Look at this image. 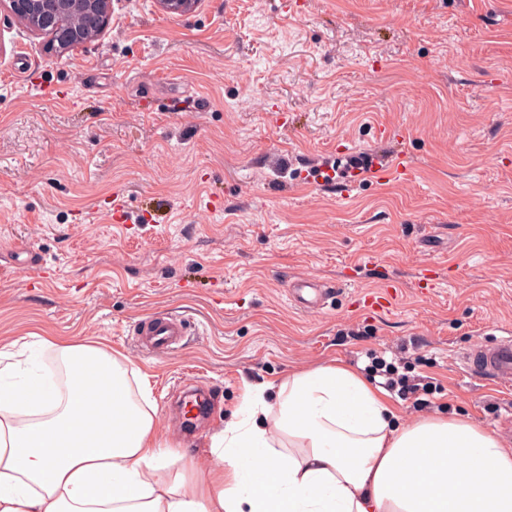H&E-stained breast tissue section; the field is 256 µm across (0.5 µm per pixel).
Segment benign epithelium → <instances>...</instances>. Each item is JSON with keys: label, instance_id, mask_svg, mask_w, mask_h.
<instances>
[{"label": "benign epithelium", "instance_id": "benign-epithelium-1", "mask_svg": "<svg viewBox=\"0 0 512 512\" xmlns=\"http://www.w3.org/2000/svg\"><path fill=\"white\" fill-rule=\"evenodd\" d=\"M160 7L173 14L194 10L198 0H156ZM109 0H9V9L18 19L49 36L47 50L60 54L84 42L67 18L77 11L96 10L108 19Z\"/></svg>", "mask_w": 512, "mask_h": 512}]
</instances>
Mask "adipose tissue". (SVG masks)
<instances>
[{
  "label": "adipose tissue",
  "mask_w": 512,
  "mask_h": 512,
  "mask_svg": "<svg viewBox=\"0 0 512 512\" xmlns=\"http://www.w3.org/2000/svg\"><path fill=\"white\" fill-rule=\"evenodd\" d=\"M25 349L58 373L17 383L0 366V512H512V448L465 416L398 423L341 362L249 387L197 484L111 349Z\"/></svg>",
  "instance_id": "1"
}]
</instances>
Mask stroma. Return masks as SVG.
Returning a JSON list of instances; mask_svg holds the SVG:
<instances>
[{
	"label": "stroma",
	"instance_id": "35a3bbf8",
	"mask_svg": "<svg viewBox=\"0 0 512 512\" xmlns=\"http://www.w3.org/2000/svg\"><path fill=\"white\" fill-rule=\"evenodd\" d=\"M47 41L0 0V351L111 347L172 455L206 459L249 385L373 354L512 448V388L457 361L512 326V0H111L99 35ZM363 156L409 174L303 190V164ZM292 276L340 290L303 313ZM155 313L187 320L176 352L135 347ZM186 376L208 399L191 426Z\"/></svg>",
	"mask_w": 512,
	"mask_h": 512
}]
</instances>
